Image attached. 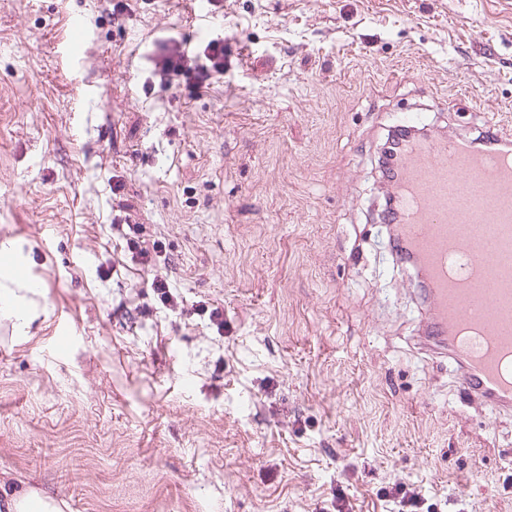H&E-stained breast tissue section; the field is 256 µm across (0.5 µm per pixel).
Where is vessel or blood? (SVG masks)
I'll use <instances>...</instances> for the list:
<instances>
[{"label": "vessel or blood", "instance_id": "b4317fda", "mask_svg": "<svg viewBox=\"0 0 512 512\" xmlns=\"http://www.w3.org/2000/svg\"><path fill=\"white\" fill-rule=\"evenodd\" d=\"M72 64L97 51L80 19ZM390 196L400 242L422 266L428 336L461 369L456 388L488 416L512 412V138L490 128L410 135L398 146Z\"/></svg>", "mask_w": 512, "mask_h": 512}]
</instances>
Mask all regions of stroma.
Here are the masks:
<instances>
[{"label": "stroma", "mask_w": 512, "mask_h": 512, "mask_svg": "<svg viewBox=\"0 0 512 512\" xmlns=\"http://www.w3.org/2000/svg\"><path fill=\"white\" fill-rule=\"evenodd\" d=\"M128 2L0 0V269L43 284L0 312V482L62 512H399L397 482L512 512V415L462 413L372 221L404 105L512 131V0H224L195 97L161 79L207 42L191 5ZM119 183L168 266L113 231ZM70 29V35L62 48L66 50L72 64L79 65V63H82L87 57L94 55L97 51V47L80 19H71ZM73 35L78 36V41L75 44L71 43ZM193 65L176 67L173 80L183 84L191 95L199 93L203 87L211 86L216 79L224 75V39L213 38L202 51L195 55Z\"/></svg>", "instance_id": "35a3bbf8"}]
</instances>
